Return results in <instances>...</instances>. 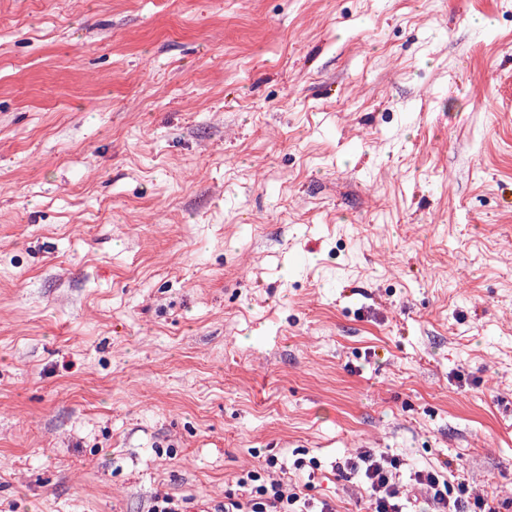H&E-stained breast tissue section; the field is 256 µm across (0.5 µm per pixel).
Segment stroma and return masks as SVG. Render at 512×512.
<instances>
[{
    "label": "stroma",
    "mask_w": 512,
    "mask_h": 512,
    "mask_svg": "<svg viewBox=\"0 0 512 512\" xmlns=\"http://www.w3.org/2000/svg\"><path fill=\"white\" fill-rule=\"evenodd\" d=\"M364 449L512 512V0H0V512Z\"/></svg>",
    "instance_id": "35a3bbf8"
}]
</instances>
